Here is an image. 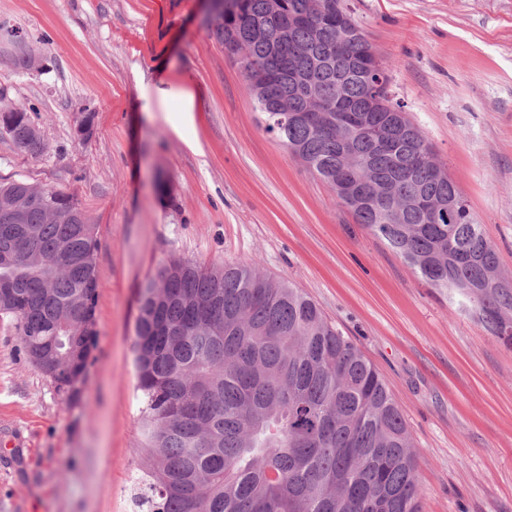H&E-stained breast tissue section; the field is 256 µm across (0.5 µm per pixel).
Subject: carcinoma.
<instances>
[{
	"label": "carcinoma",
	"instance_id": "1",
	"mask_svg": "<svg viewBox=\"0 0 512 512\" xmlns=\"http://www.w3.org/2000/svg\"><path fill=\"white\" fill-rule=\"evenodd\" d=\"M221 2L207 28L236 45L264 130L364 230L511 341L512 276L424 132L397 139L382 112L378 139L355 121L377 100L400 104L341 0ZM295 14L306 20L290 29ZM306 88L317 112L294 121ZM16 107L0 116V135L22 154L48 153L32 136L35 107ZM347 178L367 203H344ZM26 188L0 182V319L30 364L70 390L71 342L89 355L97 341L96 226L51 221L39 205L14 223L6 205ZM45 193L79 210L68 193ZM453 198L462 201L453 224L426 211ZM135 361L138 512H421L417 451L379 373L314 301L256 264L160 265L140 294Z\"/></svg>",
	"mask_w": 512,
	"mask_h": 512
}]
</instances>
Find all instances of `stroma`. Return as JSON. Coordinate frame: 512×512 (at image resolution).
<instances>
[{
    "instance_id": "stroma-1",
    "label": "stroma",
    "mask_w": 512,
    "mask_h": 512,
    "mask_svg": "<svg viewBox=\"0 0 512 512\" xmlns=\"http://www.w3.org/2000/svg\"><path fill=\"white\" fill-rule=\"evenodd\" d=\"M344 4L512 275V0ZM27 51L42 69L16 66ZM161 77L195 87L182 132L176 101L143 110L141 87ZM24 100L51 151L0 136V178L67 192L96 224L97 345L70 394L0 322V512H134L140 290L178 259L258 264L350 338L406 419L422 512H512V343L369 236L264 131L200 0H0V106ZM81 111L96 115L84 145Z\"/></svg>"
}]
</instances>
